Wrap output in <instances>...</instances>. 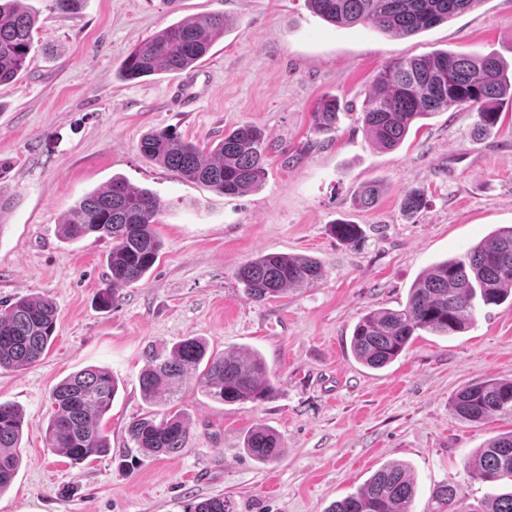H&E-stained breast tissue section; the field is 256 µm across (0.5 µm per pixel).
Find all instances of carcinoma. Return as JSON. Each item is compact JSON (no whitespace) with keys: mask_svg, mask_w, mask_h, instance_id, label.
<instances>
[{"mask_svg":"<svg viewBox=\"0 0 512 512\" xmlns=\"http://www.w3.org/2000/svg\"><path fill=\"white\" fill-rule=\"evenodd\" d=\"M315 14L335 26L368 25L384 34L411 36L441 25L477 8L483 0H306ZM36 15L23 0H0V85L14 81L33 50ZM227 20L213 15L201 21L174 23L136 44L126 56L127 79L182 71L207 54L224 34ZM512 93V75L493 55L473 56L437 50L380 66L362 112L372 143L394 151L412 124L443 110L476 112V133L482 135L499 121V101ZM341 110L334 98L323 99L312 113L317 134L336 129ZM140 152L187 181L203 184L226 196L246 194L263 183L267 150L264 133L246 124L224 135L204 152L186 142L173 128L147 133ZM376 182L365 183L357 204L370 208L378 200ZM426 205L424 193L410 191L401 210L412 216ZM163 204L149 189L130 186L115 176L106 187L85 195L59 224L64 240L89 233L110 241L106 264L111 284L97 296L110 308L119 291L142 280L156 263L162 244L153 225ZM331 233L347 247L365 239L357 224L340 220ZM323 269L314 258L265 254L242 263L235 277L251 298L261 301L293 288L317 283ZM512 298V226L492 232L465 254L435 264L410 288L400 309L373 310L355 324L354 356L375 369L383 368L406 351L422 332L452 336L464 331L476 307L499 305ZM56 330L55 305L45 296H24L0 304V368L24 369L41 360ZM141 374L142 395L148 402L173 395L193 375L201 391L223 403L254 402L275 391L264 358L247 351L216 354L199 337L171 347L154 345L146 351ZM117 380L105 368H86L66 377L51 393L46 447L74 463L101 455L109 448L100 423L117 392ZM451 410L464 421L478 423L491 415L512 417V379L492 378L462 388ZM23 416L12 404L0 402V493L13 482ZM130 439L145 456L171 455L185 447L188 429L181 413L167 409L134 420ZM283 443L272 430L258 426L247 436L246 451L262 462L279 458ZM480 479L497 483L512 478V431L490 440L471 459ZM415 488L407 468L386 466L354 494L332 503L326 512H412ZM437 512H512V492L496 496L479 511L466 506L460 488L446 482L434 491ZM222 497L186 504L185 512H230Z\"/></svg>","mask_w":512,"mask_h":512,"instance_id":"obj_1","label":"carcinoma"}]
</instances>
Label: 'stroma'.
I'll return each mask as SVG.
<instances>
[{
  "label": "stroma",
  "instance_id": "obj_1",
  "mask_svg": "<svg viewBox=\"0 0 512 512\" xmlns=\"http://www.w3.org/2000/svg\"><path fill=\"white\" fill-rule=\"evenodd\" d=\"M25 2L38 17L34 50L16 81L0 86V158L13 162L0 187L14 199L0 228V301L51 298L56 332L40 362L0 369V402L24 416L19 470L0 493V512H183L217 496L233 512H326L395 463L414 480L413 512H434L432 492L448 481L476 510L512 490L465 465L512 431V418L470 423L450 409L464 386L512 379L511 300L478 307L456 335L422 333L382 369L361 364L350 345L362 315L399 308L433 264L512 225V97L477 142L470 111L418 121L392 152L375 148L360 121L383 63L450 50L494 53L512 65V0H482L407 37L331 25L306 0H80L69 14L52 0ZM215 14L231 26L193 67L122 77L135 44ZM187 78L193 102L185 108L172 92ZM325 96L345 112L334 133L318 135L311 113ZM246 123L263 129L269 153L262 186L243 196L184 180L139 151L154 129H177L205 148ZM115 176L151 189L165 208L154 268L106 310L97 295L108 283L110 242L94 234L66 242L58 225ZM372 180L382 194L374 207H359L355 194ZM411 190L426 205L407 216L400 201ZM339 219L363 228L360 248L331 234ZM270 253L313 257L325 275L313 287L253 301L235 272ZM194 336L217 353L260 352L276 391L223 404L186 381L170 401L188 425L185 447L144 456L128 427L160 410L140 389L146 348ZM91 366L118 382L101 422L110 448L74 464L45 445L50 394ZM260 425L281 437L279 460L245 452Z\"/></svg>",
  "mask_w": 512,
  "mask_h": 512
}]
</instances>
